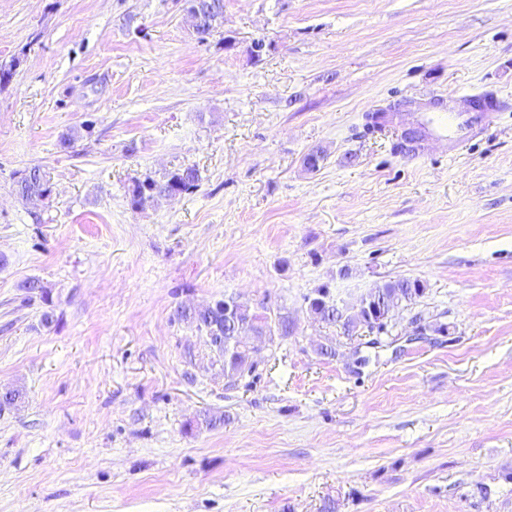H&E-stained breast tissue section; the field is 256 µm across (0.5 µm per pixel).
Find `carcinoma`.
<instances>
[{"mask_svg":"<svg viewBox=\"0 0 512 512\" xmlns=\"http://www.w3.org/2000/svg\"><path fill=\"white\" fill-rule=\"evenodd\" d=\"M224 21V0H211L209 7L202 12L198 40L203 42L214 34ZM199 186L198 171L192 167L177 168L162 179L147 176L135 182L128 196V205L134 211H141L164 193L177 196L191 194ZM15 191L19 198L29 202L34 198L47 199L52 193L50 180L39 166L28 167L16 172ZM29 295H37L46 306L41 314V323L49 327L54 322L53 301L50 291L38 279H28L21 284ZM425 293V285L417 279L398 278L388 280L369 289V308L362 306L351 310L345 306L332 304L326 288L316 290V296L307 298L311 315L320 322L337 326L346 336L354 335L359 329L381 332L387 321L383 314L403 303L412 304ZM225 300H218L210 307L200 309L180 305L175 310V318L194 328L206 338L214 353V362L222 366L224 378L233 383L242 376L246 360L255 348L248 346L246 338L252 335L258 339L276 334L288 336V317L277 315L273 318L250 310L248 305L233 300V318L224 319Z\"/></svg>","mask_w":512,"mask_h":512,"instance_id":"1","label":"carcinoma"}]
</instances>
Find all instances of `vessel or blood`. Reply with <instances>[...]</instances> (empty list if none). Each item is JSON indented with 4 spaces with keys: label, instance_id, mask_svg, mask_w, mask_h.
Masks as SVG:
<instances>
[{
    "label": "vessel or blood",
    "instance_id": "vessel-or-blood-1",
    "mask_svg": "<svg viewBox=\"0 0 512 512\" xmlns=\"http://www.w3.org/2000/svg\"><path fill=\"white\" fill-rule=\"evenodd\" d=\"M496 107L486 104L480 108H460L457 99L448 98L434 103L417 102L410 107V125L418 132L413 144V156L427 153L435 143L456 153L466 140L480 134L489 125Z\"/></svg>",
    "mask_w": 512,
    "mask_h": 512
}]
</instances>
